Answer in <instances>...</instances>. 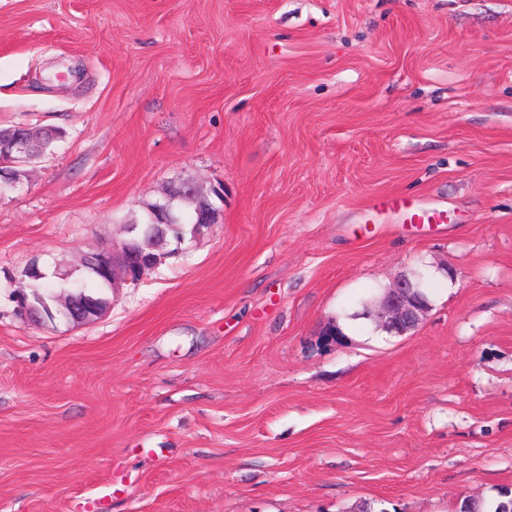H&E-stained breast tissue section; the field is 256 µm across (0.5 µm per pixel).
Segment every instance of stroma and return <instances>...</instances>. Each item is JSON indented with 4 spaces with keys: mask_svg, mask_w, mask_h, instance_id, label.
<instances>
[{
    "mask_svg": "<svg viewBox=\"0 0 512 512\" xmlns=\"http://www.w3.org/2000/svg\"><path fill=\"white\" fill-rule=\"evenodd\" d=\"M18 124L63 137L0 196V512L512 495V0H0ZM187 179L224 198L185 253L94 321L15 312ZM387 205L390 208L401 210L407 215V220L411 223H424L426 220L428 223L436 221V216L434 214H429L428 212H421L417 210L413 206L412 200L406 197H394L389 200ZM422 278L421 274L416 282L401 279L385 292L380 301L385 329L403 335L420 323L427 310L426 298L420 290Z\"/></svg>",
    "mask_w": 512,
    "mask_h": 512,
    "instance_id": "stroma-1",
    "label": "stroma"
}]
</instances>
